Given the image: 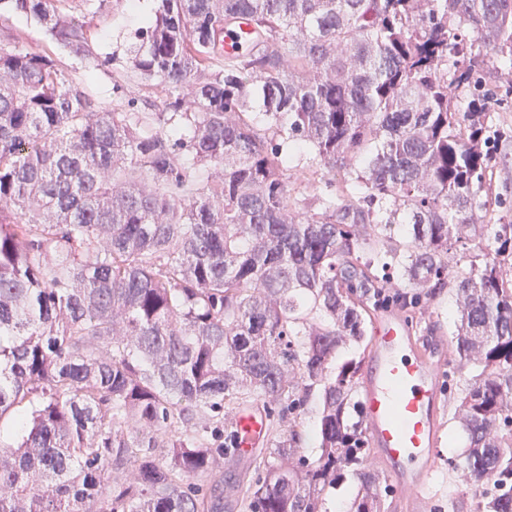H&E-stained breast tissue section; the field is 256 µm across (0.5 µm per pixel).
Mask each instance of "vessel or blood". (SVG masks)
<instances>
[{
  "label": "vessel or blood",
  "instance_id": "obj_1",
  "mask_svg": "<svg viewBox=\"0 0 512 512\" xmlns=\"http://www.w3.org/2000/svg\"><path fill=\"white\" fill-rule=\"evenodd\" d=\"M369 359L362 403L370 444L407 512H427L443 429L441 361L421 349L412 327L395 311L377 317ZM235 426V457L240 460L262 444L266 424L258 411L249 409L237 416Z\"/></svg>",
  "mask_w": 512,
  "mask_h": 512
}]
</instances>
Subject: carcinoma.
Returning a JSON list of instances; mask_svg holds the SVG:
<instances>
[{
	"mask_svg": "<svg viewBox=\"0 0 512 512\" xmlns=\"http://www.w3.org/2000/svg\"><path fill=\"white\" fill-rule=\"evenodd\" d=\"M65 2L0 11L93 68ZM158 2L131 66L166 87L160 112H103L51 56L0 45V423L15 438L0 512H327L347 472L350 512H381L367 327L387 302L413 315L446 290L464 469L479 512H512V224L476 223L492 96L460 105L488 63L512 69V0ZM239 17L253 44L226 54ZM306 152L346 192L291 201ZM471 232L476 252L448 269ZM348 342L360 356L338 365ZM316 390L310 459L298 427ZM250 406L266 447L253 476L226 474L224 414Z\"/></svg>",
	"mask_w": 512,
	"mask_h": 512,
	"instance_id": "cac0c4a2",
	"label": "carcinoma"
}]
</instances>
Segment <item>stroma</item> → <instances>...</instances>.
<instances>
[{
	"label": "stroma",
	"mask_w": 512,
	"mask_h": 512,
	"mask_svg": "<svg viewBox=\"0 0 512 512\" xmlns=\"http://www.w3.org/2000/svg\"><path fill=\"white\" fill-rule=\"evenodd\" d=\"M156 0H73L71 12L85 21L89 44L99 59L93 76H86L84 64L57 45L45 29L33 18L5 13L0 15V43L8 37L18 39L20 48L50 55L63 72L73 78L87 79L92 93L104 111H112L121 103L135 101L139 111L158 112L163 107L165 93L160 82L142 80L131 69L135 31L143 19L153 15ZM485 86L493 90L498 102L491 107V126L505 130L509 139L493 140L490 148L495 160L486 179L485 191L492 203L488 220L502 224L512 221V94L507 93L505 73L490 70ZM458 319L455 297L443 293L423 304L413 320L414 329L433 326L434 332L426 341L432 353L449 357L448 336ZM450 399L441 402L444 429L439 445V469L432 497L440 505H453L454 512H476L481 499L480 487L467 484L462 477V453L466 438L453 418Z\"/></svg>",
	"instance_id": "1"
}]
</instances>
